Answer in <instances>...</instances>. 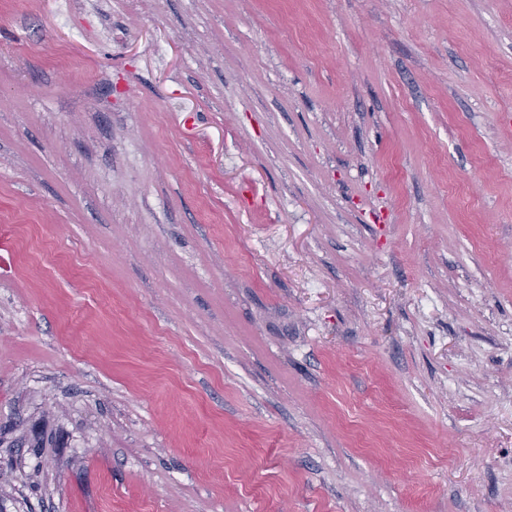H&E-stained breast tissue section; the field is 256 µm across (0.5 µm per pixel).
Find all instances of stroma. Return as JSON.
Returning a JSON list of instances; mask_svg holds the SVG:
<instances>
[{
    "instance_id": "1",
    "label": "stroma",
    "mask_w": 512,
    "mask_h": 512,
    "mask_svg": "<svg viewBox=\"0 0 512 512\" xmlns=\"http://www.w3.org/2000/svg\"><path fill=\"white\" fill-rule=\"evenodd\" d=\"M0 512H512V0H0Z\"/></svg>"
}]
</instances>
